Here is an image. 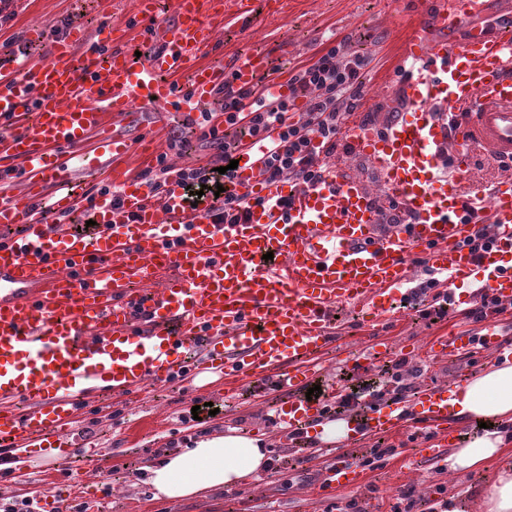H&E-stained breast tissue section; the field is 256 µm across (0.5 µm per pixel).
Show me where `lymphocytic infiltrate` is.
I'll list each match as a JSON object with an SVG mask.
<instances>
[{
  "label": "lymphocytic infiltrate",
  "mask_w": 512,
  "mask_h": 512,
  "mask_svg": "<svg viewBox=\"0 0 512 512\" xmlns=\"http://www.w3.org/2000/svg\"><path fill=\"white\" fill-rule=\"evenodd\" d=\"M368 64L365 57L351 53L346 40H338L325 48L310 65L302 67L290 78V92L282 98H268L265 84L248 89H236L225 84L218 92L217 102L224 110V124L243 125L249 137L266 138L277 132L278 141L269 151L261 168L262 177L269 182L297 180L309 185L320 181L324 168L315 161L313 140H320L326 154H334L348 116L359 105L361 96L359 75ZM304 98L308 108L301 118H294L293 102ZM178 175L191 191L222 187L224 214L238 219L251 207L246 196L233 190L234 170L218 173L213 166H191ZM389 379L381 384L364 382L351 387L337 398L335 405L325 406L324 415L353 410L370 400L390 397L402 403L411 396V378L420 376L421 368L408 358L391 362Z\"/></svg>",
  "instance_id": "f902f5d3"
}]
</instances>
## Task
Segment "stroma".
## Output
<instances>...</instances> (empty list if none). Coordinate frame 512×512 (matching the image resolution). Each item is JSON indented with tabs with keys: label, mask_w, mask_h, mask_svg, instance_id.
<instances>
[{
	"label": "stroma",
	"mask_w": 512,
	"mask_h": 512,
	"mask_svg": "<svg viewBox=\"0 0 512 512\" xmlns=\"http://www.w3.org/2000/svg\"><path fill=\"white\" fill-rule=\"evenodd\" d=\"M10 20L0 25V45L13 42L31 58H46L52 39L49 31L60 19L85 30L89 41L111 23L129 26L128 50L141 47L147 26L136 13L135 0H13ZM421 17L413 0H286L284 10L275 16L257 9L251 23L235 16L224 20L208 62L227 63L256 51L269 55L273 73H293L315 60L329 41L343 38L351 52L365 56L368 66L361 71L360 106L353 118L376 129H383L400 118L404 106L395 94L392 77L399 68V57L406 37ZM41 29L44 37L32 42L29 29ZM136 124L124 126L132 143L153 139L158 153L168 156L170 165L185 167L200 162L216 163L217 151L206 146L199 127L183 123L178 113H168L158 123L152 109L138 110ZM333 159L337 167L357 177L374 196L378 210V233L395 230V211L382 187L377 168L366 157L354 153L347 140H340ZM511 176L512 168L500 167L497 157L478 148L471 154L469 171L462 182L463 196L487 194L496 182ZM410 280L401 296L398 313L381 324L377 332L361 328L356 309L338 306L332 326L348 341L356 358L345 361L330 353L318 363L314 384L324 386L340 380L355 384L368 379L387 380L388 360L399 357L426 361L428 370L414 381L417 389L465 384L484 371L482 362H470L466 352L435 358L426 346L433 336L447 329L463 330L465 319L456 308L445 317H422L427 299L417 288L428 278L422 260L409 263ZM382 335L388 348L387 360L370 358L375 335ZM279 397L260 382L236 384L226 392L218 375L206 380L160 387L145 385L130 398L103 397L84 407L75 425L78 432L92 431L99 450L95 462L78 458L72 469H58L50 449H31V458L22 473L0 476V498L43 499L61 496L72 507L91 506L93 512H349L356 503L360 512H392L398 493L414 489L420 500L456 498L464 512H480V493L485 486L483 473L455 475L442 462L415 458L414 450L432 439L429 430L412 429L390 435H366L357 440L325 446L315 433L306 441L315 445L313 455H305L276 418L274 406ZM213 403L218 413L205 425L209 433L234 427L265 441L272 467L241 487L227 488L205 499L178 502L152 500L143 483V469L158 458L162 449L176 450L198 430L187 415L196 403ZM394 447L396 455L383 466L365 470V485L359 489L334 490L324 482L327 466L335 457L358 461L374 447Z\"/></svg>",
	"instance_id": "1"
}]
</instances>
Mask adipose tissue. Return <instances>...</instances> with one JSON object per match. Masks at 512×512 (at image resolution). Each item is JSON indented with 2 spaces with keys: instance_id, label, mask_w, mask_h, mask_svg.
<instances>
[{
  "instance_id": "obj_1",
  "label": "adipose tissue",
  "mask_w": 512,
  "mask_h": 512,
  "mask_svg": "<svg viewBox=\"0 0 512 512\" xmlns=\"http://www.w3.org/2000/svg\"><path fill=\"white\" fill-rule=\"evenodd\" d=\"M454 419L474 422V430L451 449V472L482 469L512 447V362L490 366L454 390ZM270 458L264 441L237 429L206 436L167 453L145 469L153 499L180 501L238 487L266 471Z\"/></svg>"
}]
</instances>
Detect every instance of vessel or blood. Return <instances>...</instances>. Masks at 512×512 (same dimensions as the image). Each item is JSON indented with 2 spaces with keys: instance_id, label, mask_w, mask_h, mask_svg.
Instances as JSON below:
<instances>
[{
  "instance_id": "b4317fda",
  "label": "vessel or blood",
  "mask_w": 512,
  "mask_h": 512,
  "mask_svg": "<svg viewBox=\"0 0 512 512\" xmlns=\"http://www.w3.org/2000/svg\"><path fill=\"white\" fill-rule=\"evenodd\" d=\"M485 7V0H437L433 24H417L403 50L406 112L380 133L349 128L351 149L374 163L410 217L388 235L375 231L373 197L338 168L311 186L265 181L263 140L235 154L234 190L253 202L236 224L216 221L214 198H189L177 174L157 188L111 165L128 149L113 118L129 122L137 106L162 111L176 101L194 118L212 105L224 68L200 58L224 0H174L173 22L155 28L139 60L116 47L120 35L109 30L107 50L77 56L83 34L72 29L49 58L1 66L0 181L18 168L26 174L20 192L0 199V442L14 447L18 465L32 448L56 449L67 464L83 444L72 427L83 402L204 370L230 383L268 379L284 396L278 413L289 433H304L323 410L302 388L312 358L333 341L335 302H361L373 321L390 316L411 256L449 284L469 279L511 299L512 180L487 197L459 193L473 147L512 165V29L477 24ZM268 69L263 54L238 58L233 84L250 87ZM84 145L90 172L108 160L106 178L121 200L100 197L88 231L47 223L42 198L59 215L81 208L69 166L72 149ZM470 209L496 227L479 258L464 244ZM160 272L157 293L135 291ZM477 342L492 357L506 351L492 322L480 336L458 332L435 345L455 353ZM451 397L433 389L410 409L383 402L347 425L355 436L384 434L400 421L439 426ZM358 479L341 462L326 473L335 489Z\"/></svg>"
}]
</instances>
